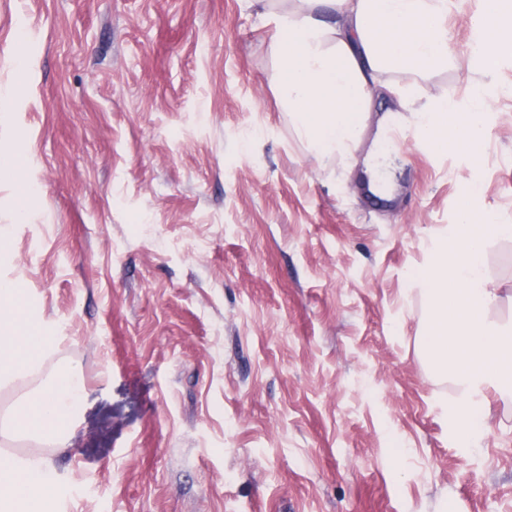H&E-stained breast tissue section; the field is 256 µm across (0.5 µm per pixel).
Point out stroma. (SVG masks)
<instances>
[{"mask_svg": "<svg viewBox=\"0 0 512 512\" xmlns=\"http://www.w3.org/2000/svg\"><path fill=\"white\" fill-rule=\"evenodd\" d=\"M448 25L467 59L479 0ZM273 36L247 0H0V279L85 379L58 512H512V406L449 429L411 283L463 204L512 224V60L486 148L403 143L380 200L297 138Z\"/></svg>", "mask_w": 512, "mask_h": 512, "instance_id": "35a3bbf8", "label": "stroma"}]
</instances>
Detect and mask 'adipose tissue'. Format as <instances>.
Here are the masks:
<instances>
[{
    "label": "adipose tissue",
    "mask_w": 512,
    "mask_h": 512,
    "mask_svg": "<svg viewBox=\"0 0 512 512\" xmlns=\"http://www.w3.org/2000/svg\"><path fill=\"white\" fill-rule=\"evenodd\" d=\"M276 26L270 49L279 101L293 129L317 162L336 159L345 169L364 164L373 191L391 177L379 144L396 121H377L378 144L358 160L371 105L383 76L402 110L411 112L416 136L437 153L480 151L489 136L490 92L481 76L512 57V10L503 0H480L486 36L471 63L464 104L423 94L429 76L458 65L448 27V0H260ZM424 95V94H423ZM512 239V224L492 210L458 209L453 224L431 239L428 259L413 273L427 301L422 351L434 371L448 377L456 399L448 422L482 440L491 431L492 399L512 403V319L496 318L502 295L487 268V253ZM56 338L34 312L18 282L0 283V444L28 443L16 454L0 447V512H53L46 493L68 451L69 432L84 394L79 372L54 367L44 377Z\"/></svg>",
    "instance_id": "1"
}]
</instances>
